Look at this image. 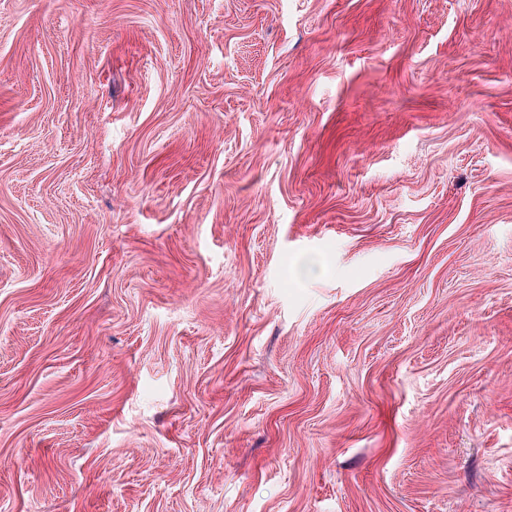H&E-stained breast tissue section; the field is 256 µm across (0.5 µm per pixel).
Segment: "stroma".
Wrapping results in <instances>:
<instances>
[{
	"mask_svg": "<svg viewBox=\"0 0 512 512\" xmlns=\"http://www.w3.org/2000/svg\"><path fill=\"white\" fill-rule=\"evenodd\" d=\"M0 512H512V0H0Z\"/></svg>",
	"mask_w": 512,
	"mask_h": 512,
	"instance_id": "stroma-1",
	"label": "stroma"
}]
</instances>
